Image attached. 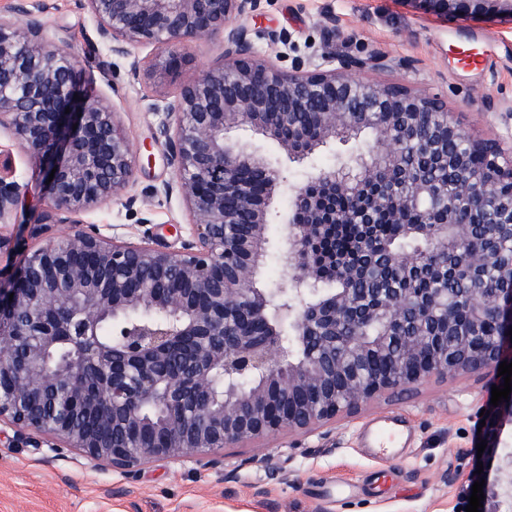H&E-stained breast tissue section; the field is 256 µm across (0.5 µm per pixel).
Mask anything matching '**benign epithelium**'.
I'll list each match as a JSON object with an SVG mask.
<instances>
[{
	"label": "benign epithelium",
	"instance_id": "benign-epithelium-1",
	"mask_svg": "<svg viewBox=\"0 0 512 512\" xmlns=\"http://www.w3.org/2000/svg\"><path fill=\"white\" fill-rule=\"evenodd\" d=\"M79 2L95 17L99 42L115 56L151 43L163 73L173 74L182 57L167 48L220 33L224 58L183 89L154 135L176 176L155 193L183 199L190 236L178 249L148 230L131 241L79 219L120 196L134 178L135 160L113 108L82 87L57 46L66 37L47 38L46 0L30 9L9 7L23 19L20 30L0 17V128L39 161L49 210L35 231L68 225L18 266H0V383L9 386L0 394V423L13 429L15 447L75 451L93 467L107 465L127 478L156 460L218 468L226 448L310 432L432 376L486 375L512 363V267L502 270L504 284L497 288L477 281L467 295L446 298L443 320L434 325L448 331L464 306L470 329L497 325L494 343L478 346L461 336L439 348L441 337L423 333L437 296L327 288V280L300 261L306 246L336 233V225L371 222L358 203L360 192L385 168L407 173L405 141L428 149L439 137L463 132L438 99L398 82L366 79L411 61L371 52L340 56L326 69L310 70L296 58L283 70L252 42L261 0ZM406 2L444 20L495 13L512 22V0ZM234 125L256 128L294 159L364 125L374 142L368 153L295 185L281 168L229 143L225 131ZM472 145L483 165L467 174L461 198L442 195L425 180L410 182L400 199L420 217L406 234L414 251L385 250L388 262L405 258L417 265L428 252L448 247V234L461 233L482 243L467 258L471 269L495 263L491 226L469 225L466 214L490 204L512 211V190L501 192L505 180L512 181V162L499 163L505 152L495 140ZM286 192L293 207L277 215L272 200ZM21 193L18 182L0 176L1 225L11 223ZM277 219L282 236L275 246L268 230ZM274 247L281 282L258 288L257 273ZM337 280L368 284L373 275L353 263L339 267ZM108 323L118 345L91 343ZM256 323L279 328L287 338L244 335ZM61 344L72 351L56 361ZM335 345L356 359L388 350L391 356L384 370L360 377L349 362L322 353ZM481 409L482 459L498 460V476L478 474L470 463L460 512L481 479L479 512H502L512 500V454L505 452L512 394Z\"/></svg>",
	"mask_w": 512,
	"mask_h": 512
}]
</instances>
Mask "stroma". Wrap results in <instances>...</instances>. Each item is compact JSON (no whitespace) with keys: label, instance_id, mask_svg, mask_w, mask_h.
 Returning a JSON list of instances; mask_svg holds the SVG:
<instances>
[{"label":"stroma","instance_id":"1","mask_svg":"<svg viewBox=\"0 0 512 512\" xmlns=\"http://www.w3.org/2000/svg\"><path fill=\"white\" fill-rule=\"evenodd\" d=\"M51 2L50 33L66 34L64 52L86 86L109 100L135 154V179L127 188L137 198L135 209L115 199L84 214V222L136 240L145 229L138 222L140 212L147 209L153 219L148 229L179 247L190 233L189 216L179 195L153 193L174 179L154 132L182 88L220 61L221 36L175 46L183 59L178 74L158 78L150 73L156 47L138 46L130 59L110 55L97 43L95 19L77 0ZM325 14L336 15L341 33L321 27ZM272 29L287 31V46L271 45L267 33ZM252 38L258 53L280 56L284 68L295 58L309 68H324L332 57L372 50L395 61L411 60L410 68L377 73V80L427 92L446 104L474 139L512 146V112L503 109L512 101V34L495 20L447 22L400 0H262ZM469 53L480 56V67L466 64ZM135 59L140 62L136 76L130 72ZM485 99L493 100V109H482ZM226 138L301 181L367 151L373 134L366 130L336 140L301 163L289 160L255 129L232 128ZM0 155L9 159L0 175L23 187L12 224L0 231L12 240L11 247L0 250V263L7 265L21 261V246L45 244V237L32 236L31 230L47 201L34 161L5 132H0ZM489 396V377H432L337 418L327 436L284 433L226 449L220 472L153 461L134 478L85 466L72 452L54 458L40 448L13 447V431L6 427L0 429V512H455L459 487L449 484L448 475L462 453L473 451L479 407ZM386 417L410 427L407 449L395 458L367 455L363 429Z\"/></svg>","mask_w":512,"mask_h":512}]
</instances>
